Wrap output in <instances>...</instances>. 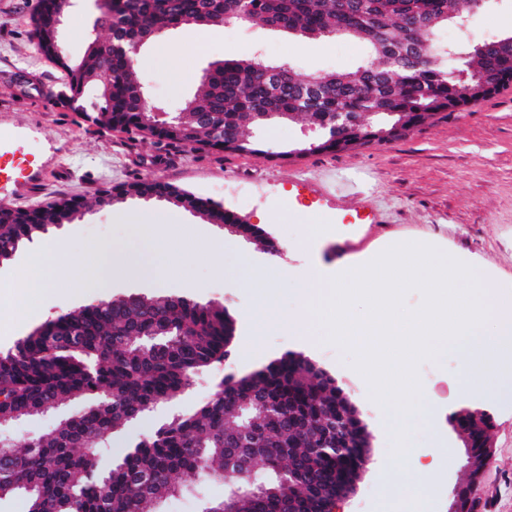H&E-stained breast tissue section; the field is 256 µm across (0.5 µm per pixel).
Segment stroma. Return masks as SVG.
<instances>
[{
	"mask_svg": "<svg viewBox=\"0 0 512 512\" xmlns=\"http://www.w3.org/2000/svg\"><path fill=\"white\" fill-rule=\"evenodd\" d=\"M37 0H0V126L29 147L23 176L0 175V203L29 209L66 195L90 205L84 217L19 249L0 265V292L9 293L36 253L59 257L68 269L54 292L33 303L31 317L0 328V352L56 316L129 295L164 293L205 305L223 304L235 322L228 354L213 363L176 402L159 406L112 436L100 452L109 469L128 445L166 418L186 412L229 376H241L294 351L336 377L362 412L371 435V462L356 491L337 512H395L388 473L393 441L386 411L372 400L367 379L353 366V350L328 340L315 320L298 328V282L315 271L326 279L361 267L387 248L407 242L431 245L471 266L478 281L512 290V86L449 118L434 117L408 138L341 152L293 155L311 138L305 122L281 123L261 133L272 155L195 150L156 142L135 132L99 127L71 107L66 77L41 56L32 35ZM98 15L96 0H73L65 19L64 49L79 58ZM512 32V0H488L468 32L477 42ZM290 63L299 78L316 70L347 71L366 63L368 52L345 39L299 40L265 27L237 25L199 33L167 31L140 51L141 74L153 102L177 108L192 93L208 62L254 53ZM156 178L210 200L261 227L280 249L271 258L247 241L179 211L162 235L183 243L180 268L143 271L148 250L129 226L159 211L156 203L98 206L100 192L118 183ZM340 224L330 223L333 215ZM97 244L121 259L119 272L95 293L75 291L72 271L88 266L87 247ZM273 291L277 321L261 327L257 290ZM461 365L451 355L422 360L420 386L433 393L428 421L413 425L407 469L436 487L425 505L416 489L404 512H448L452 490L467 478L462 443L449 422L481 390L458 388ZM492 459L479 478L481 512H512V396L492 403Z\"/></svg>",
	"mask_w": 512,
	"mask_h": 512,
	"instance_id": "35a3bbf8",
	"label": "stroma"
}]
</instances>
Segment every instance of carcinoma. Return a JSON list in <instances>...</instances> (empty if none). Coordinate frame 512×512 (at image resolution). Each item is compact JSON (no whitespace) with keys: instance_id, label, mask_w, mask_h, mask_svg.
<instances>
[{"instance_id":"1","label":"carcinoma","mask_w":512,"mask_h":512,"mask_svg":"<svg viewBox=\"0 0 512 512\" xmlns=\"http://www.w3.org/2000/svg\"><path fill=\"white\" fill-rule=\"evenodd\" d=\"M55 7L56 0H39L35 38L52 36L44 14ZM240 12L248 25L274 27L298 39L351 36L369 48L372 59L354 71L315 73L305 80L278 64L276 89L256 75L260 58L209 63L200 91L176 111L179 141L193 149L215 148L221 133L236 129L241 152L268 154L267 142L253 134L260 123L256 116L267 113L313 123L325 113L373 112L361 129L367 135L399 120V112L425 120L466 109L469 104L448 97V86L463 75L512 72V54L505 57L493 45L445 58L428 35L445 20L448 0H103L104 18L95 26L139 50L158 32L214 28L218 17ZM98 41L99 35L89 36L80 60L59 63L68 77L69 102L84 108L93 88V122L166 138L165 119L156 118L161 107L138 79V57L114 52L106 68ZM143 184L180 203L190 201L210 224L241 223L207 199L144 179L104 190L98 204L124 200ZM86 208L68 196L33 210L0 205V255L10 259L48 226L71 223ZM231 337L227 310L153 294L63 313L0 352V448L15 458V480L29 491L30 502L40 500L56 512H158L160 501L217 474L235 490L203 512H326L336 482L355 463L350 455L336 464V449L348 441L368 443L369 432L336 379L294 352L230 378L222 396L160 424L111 469H100V449L112 433L154 404L178 399L224 357ZM65 400L88 405L22 445L9 435L15 422L54 412ZM458 425L487 442L490 417L466 415ZM250 429L262 433V447H238ZM304 461L315 462L313 477L321 487L306 503L288 494V466Z\"/></svg>"}]
</instances>
